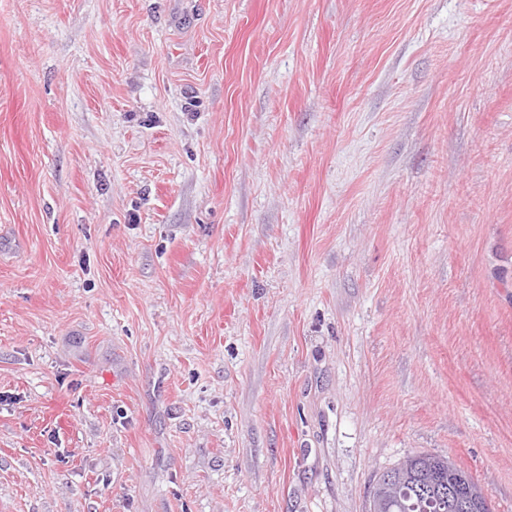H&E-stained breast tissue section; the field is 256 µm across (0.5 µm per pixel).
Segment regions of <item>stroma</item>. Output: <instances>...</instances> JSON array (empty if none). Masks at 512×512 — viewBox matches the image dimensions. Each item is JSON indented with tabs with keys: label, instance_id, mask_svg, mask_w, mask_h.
<instances>
[{
	"label": "stroma",
	"instance_id": "1",
	"mask_svg": "<svg viewBox=\"0 0 512 512\" xmlns=\"http://www.w3.org/2000/svg\"><path fill=\"white\" fill-rule=\"evenodd\" d=\"M512 512V0H0V512ZM420 455L408 456L388 469L395 474L394 477L397 478V483H399L395 495L390 496L391 490L387 487L388 483H381V477H378L373 487L371 510L380 507L383 509L380 512H423L414 507L418 503V494L425 493L426 490L433 488L434 486L429 483L436 479H440L437 485L442 484L446 488H448V485L459 484L460 478H466L476 485L469 474L458 468L448 458L432 456L437 459L441 470L417 469ZM460 486L448 489V497L455 500V509L461 512H469L478 509L482 512H492L491 503L488 497L480 490L462 484V491L458 493Z\"/></svg>",
	"mask_w": 512,
	"mask_h": 512
}]
</instances>
